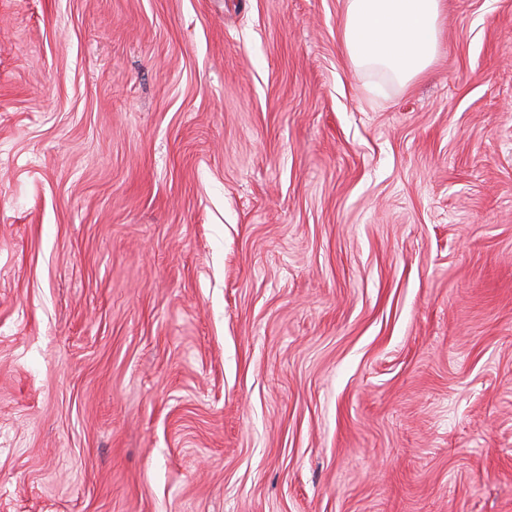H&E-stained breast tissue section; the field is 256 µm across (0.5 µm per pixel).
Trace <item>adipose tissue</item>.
Instances as JSON below:
<instances>
[{
  "mask_svg": "<svg viewBox=\"0 0 512 512\" xmlns=\"http://www.w3.org/2000/svg\"><path fill=\"white\" fill-rule=\"evenodd\" d=\"M440 17L441 0H344L341 39L355 67L404 84L435 61Z\"/></svg>",
  "mask_w": 512,
  "mask_h": 512,
  "instance_id": "1",
  "label": "adipose tissue"
}]
</instances>
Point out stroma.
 <instances>
[{
    "label": "stroma",
    "mask_w": 512,
    "mask_h": 512,
    "mask_svg": "<svg viewBox=\"0 0 512 512\" xmlns=\"http://www.w3.org/2000/svg\"><path fill=\"white\" fill-rule=\"evenodd\" d=\"M343 13L0 0V512H512V0ZM441 0H344L341 39L356 68L381 69L405 84L440 49Z\"/></svg>",
    "instance_id": "35a3bbf8"
}]
</instances>
